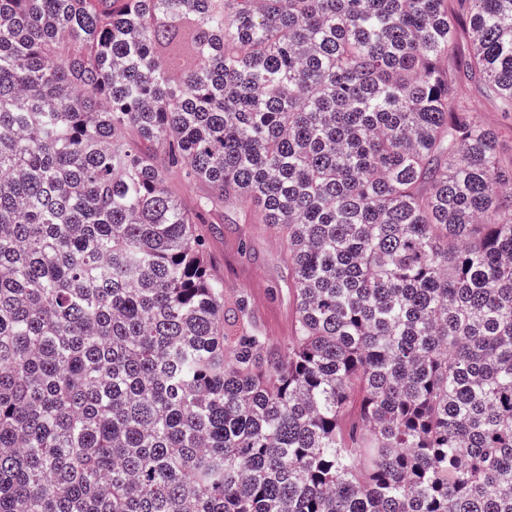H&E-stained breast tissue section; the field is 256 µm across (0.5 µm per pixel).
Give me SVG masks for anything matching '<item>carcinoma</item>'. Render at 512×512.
Returning a JSON list of instances; mask_svg holds the SVG:
<instances>
[{
    "label": "carcinoma",
    "instance_id": "carcinoma-1",
    "mask_svg": "<svg viewBox=\"0 0 512 512\" xmlns=\"http://www.w3.org/2000/svg\"><path fill=\"white\" fill-rule=\"evenodd\" d=\"M463 2L0 0V512H512V155L460 93L512 116V0ZM168 185L183 204H190L205 191V188L201 185L184 182L177 173H172L169 176ZM207 222L214 224L198 228L205 238L209 273L224 282V295L245 297L257 328L273 346L284 345L292 336L295 306L282 244L266 224Z\"/></svg>",
    "mask_w": 512,
    "mask_h": 512
}]
</instances>
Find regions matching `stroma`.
<instances>
[{
	"label": "stroma",
	"instance_id": "obj_1",
	"mask_svg": "<svg viewBox=\"0 0 512 512\" xmlns=\"http://www.w3.org/2000/svg\"><path fill=\"white\" fill-rule=\"evenodd\" d=\"M478 119L499 135L504 151L512 150V121L493 111L483 88L467 85ZM210 274L224 283L227 295L244 296L257 328L276 347L292 334L294 298L282 244L266 225L249 220L203 224Z\"/></svg>",
	"mask_w": 512,
	"mask_h": 512
}]
</instances>
